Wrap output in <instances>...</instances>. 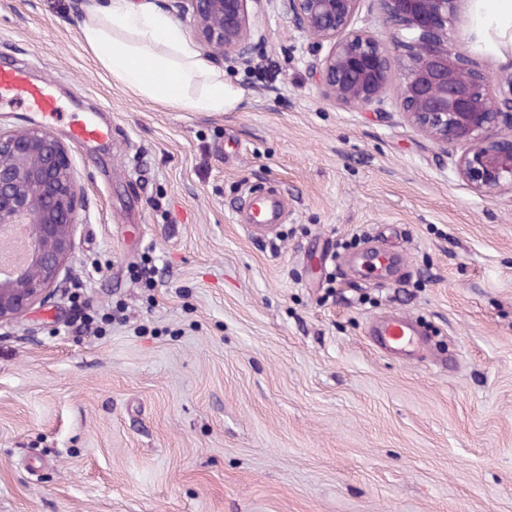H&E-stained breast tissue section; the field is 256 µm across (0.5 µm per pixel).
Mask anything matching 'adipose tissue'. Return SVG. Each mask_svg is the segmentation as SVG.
<instances>
[{
  "label": "adipose tissue",
  "mask_w": 512,
  "mask_h": 512,
  "mask_svg": "<svg viewBox=\"0 0 512 512\" xmlns=\"http://www.w3.org/2000/svg\"><path fill=\"white\" fill-rule=\"evenodd\" d=\"M81 32L113 79L140 97L195 112H221L239 100L223 71L210 65L178 22L158 7L108 0L87 13ZM195 81L203 90L188 95Z\"/></svg>",
  "instance_id": "ef3b65f1"
}]
</instances>
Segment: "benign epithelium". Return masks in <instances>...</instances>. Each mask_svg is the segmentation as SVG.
Returning <instances> with one entry per match:
<instances>
[{"mask_svg":"<svg viewBox=\"0 0 512 512\" xmlns=\"http://www.w3.org/2000/svg\"><path fill=\"white\" fill-rule=\"evenodd\" d=\"M364 0H169L189 20L206 54L240 64L265 35L258 15L272 8L328 50L313 77L330 102L383 112L397 91L403 118L434 144L461 148L454 169L476 194L512 193V74L493 79L453 47L450 32L463 0H374L375 29L357 25ZM403 53L395 58L390 44ZM84 191L68 146L37 124L0 127V234L27 226L22 263L0 267V330L57 289L75 248Z\"/></svg>","mask_w":512,"mask_h":512,"instance_id":"benign-epithelium-1","label":"benign epithelium"}]
</instances>
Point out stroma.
Masks as SVG:
<instances>
[{
	"label": "stroma",
	"instance_id": "obj_1",
	"mask_svg": "<svg viewBox=\"0 0 512 512\" xmlns=\"http://www.w3.org/2000/svg\"><path fill=\"white\" fill-rule=\"evenodd\" d=\"M81 15L0 0V56L53 78L54 134L112 127L71 150L88 207L66 289L0 332V512H512V195L474 193L459 146L395 106L327 101L282 14L259 16L250 67L224 63L223 112L124 89ZM451 39L512 74L485 0ZM261 192L285 208L257 232ZM374 248L400 276L351 265ZM394 312L438 336L427 358L374 345ZM70 138L73 143L82 147L89 142L105 140L110 135V128L103 125L95 116L72 121L69 125Z\"/></svg>",
	"mask_w": 512,
	"mask_h": 512
}]
</instances>
